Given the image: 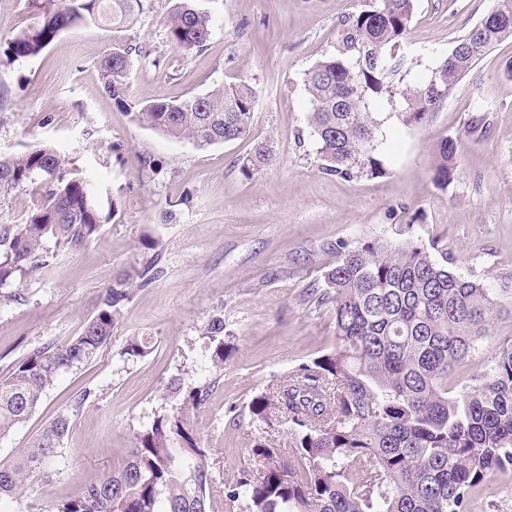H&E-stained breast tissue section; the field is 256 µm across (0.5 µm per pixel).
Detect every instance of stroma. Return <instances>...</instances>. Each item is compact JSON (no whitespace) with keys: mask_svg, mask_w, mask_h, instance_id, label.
<instances>
[{"mask_svg":"<svg viewBox=\"0 0 512 512\" xmlns=\"http://www.w3.org/2000/svg\"><path fill=\"white\" fill-rule=\"evenodd\" d=\"M174 4L143 0L132 29L143 52L129 70L131 93L185 98L247 79L260 103L246 138L200 148L134 122L99 77L98 60L119 38L108 28L72 29L39 57L11 60L9 39L34 15L31 0H0V152L54 147L70 172L98 185L95 204L112 215L98 239L30 275L22 299L0 303V376L29 352L78 335L120 273L148 264L154 273L97 357L60 373L30 419L0 439V461L13 459L76 392L92 389L49 478L0 501V512H47L118 466L137 434L168 411L159 393L177 375L209 390L194 425L213 477L211 510L240 512L226 508L224 487L261 467L252 446L263 424L249 411L252 399L335 344L332 310L314 289L339 242L411 240L490 289L503 311L479 351L449 376L450 393L512 340V39L489 51L423 124H403L377 100L386 118L384 171L345 180L318 168L303 77L335 52L343 22L368 0H197L213 30L207 49L190 56L164 38L161 23ZM491 6L416 0L404 43L411 80L429 78ZM477 98L486 108L480 137L464 133ZM450 138L459 168L443 188L434 180L435 147ZM259 144L273 161L244 177L242 164ZM143 156L155 159V171L140 170ZM43 200L41 184L20 186L0 200V222L25 221ZM214 318L224 322L230 351L220 369L204 334ZM135 336L149 352L129 359L122 351ZM471 510L512 512V472L490 474Z\"/></svg>","mask_w":512,"mask_h":512,"instance_id":"stroma-1","label":"stroma"}]
</instances>
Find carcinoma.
<instances>
[{"mask_svg": "<svg viewBox=\"0 0 512 512\" xmlns=\"http://www.w3.org/2000/svg\"><path fill=\"white\" fill-rule=\"evenodd\" d=\"M32 6L34 24L8 44L17 61L40 56L67 30L125 31L143 10L142 0H32ZM414 10L415 0H378L347 18L336 53L305 72L322 173L342 179L376 173V98L400 102L404 124L421 123L487 52L512 38V0H494L429 79L408 84L401 45ZM164 35L183 54H198L212 35L210 16L195 0H178ZM140 54L139 42L128 38L98 61L104 91L137 123L199 147L248 135L258 101L251 83L241 79L184 99H135L126 78ZM437 154L435 181L446 186L455 176L456 142H440ZM270 161L268 148L259 145L242 172L251 177ZM65 166V157L48 148L0 153V198L37 179L45 188L43 204L23 223L0 222V298L18 300L24 279L56 254L95 240L111 219L95 205L93 185L66 176ZM153 279L149 266L116 277L78 335L33 350L0 377V439L27 422L62 371L96 358L133 283L143 288ZM317 302L332 308L335 346L275 380L250 406L267 426L289 424V455L258 437L252 452L263 468L242 471L224 489L226 504L243 500L246 512H469L490 473L512 470V343L448 395V376L476 353L498 312L489 288L455 274L448 256L437 259L411 241L340 243ZM222 332L218 319L205 327L219 368ZM92 396L90 389L76 393L31 447L0 463V500L17 498L49 476L62 455L70 413ZM206 397L205 389L173 377L162 395L174 401L171 410L137 434L127 460L48 512H209L212 476L191 420Z\"/></svg>", "mask_w": 512, "mask_h": 512, "instance_id": "carcinoma-1", "label": "carcinoma"}]
</instances>
